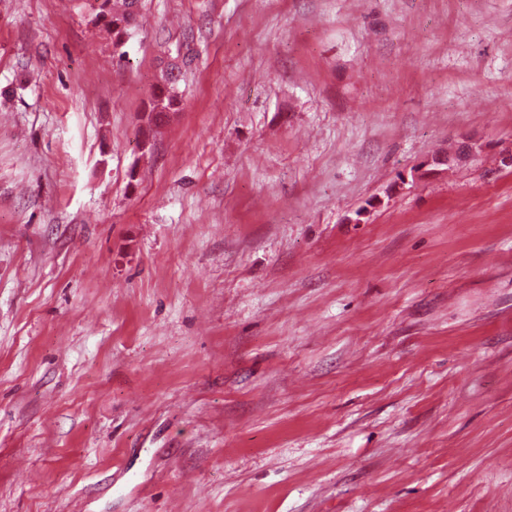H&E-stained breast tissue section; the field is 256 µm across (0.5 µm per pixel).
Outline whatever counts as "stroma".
Masks as SVG:
<instances>
[{"instance_id": "35a3bbf8", "label": "stroma", "mask_w": 512, "mask_h": 512, "mask_svg": "<svg viewBox=\"0 0 512 512\" xmlns=\"http://www.w3.org/2000/svg\"><path fill=\"white\" fill-rule=\"evenodd\" d=\"M126 51L0 0V512H512V0H145ZM186 64L185 59L182 58L180 66L177 68V75L174 74V68L167 62L162 69L163 84L153 93L149 105L148 115V130L143 132V136L150 138V133L153 128L160 127L165 119H167L170 112H174L181 101L177 83L179 81L178 75L181 73L182 66Z\"/></svg>"}]
</instances>
